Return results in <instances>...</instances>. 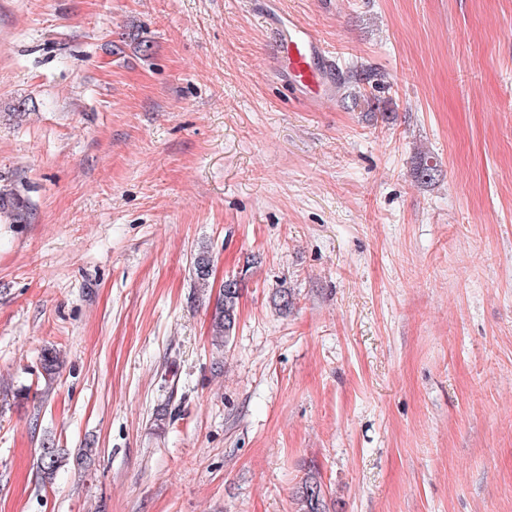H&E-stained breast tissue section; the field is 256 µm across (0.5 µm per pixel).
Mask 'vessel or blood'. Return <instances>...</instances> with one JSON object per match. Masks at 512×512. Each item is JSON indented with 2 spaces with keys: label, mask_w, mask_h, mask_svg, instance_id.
Here are the masks:
<instances>
[{
  "label": "vessel or blood",
  "mask_w": 512,
  "mask_h": 512,
  "mask_svg": "<svg viewBox=\"0 0 512 512\" xmlns=\"http://www.w3.org/2000/svg\"><path fill=\"white\" fill-rule=\"evenodd\" d=\"M277 53L283 72L296 86L314 89L319 95L333 93L335 58L311 26L289 20L278 31Z\"/></svg>",
  "instance_id": "1"
}]
</instances>
